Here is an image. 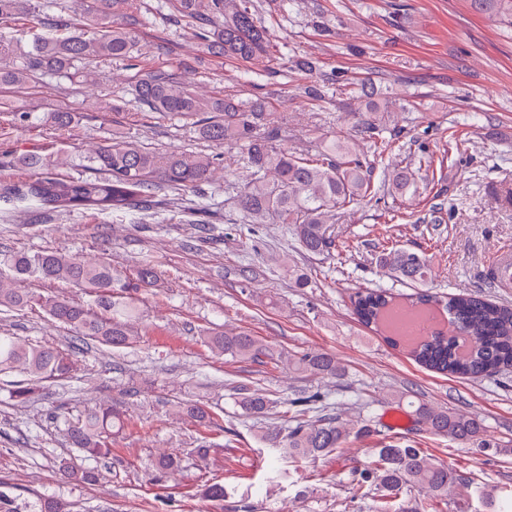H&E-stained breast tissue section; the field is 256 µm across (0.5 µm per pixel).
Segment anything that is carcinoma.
I'll list each match as a JSON object with an SVG mask.
<instances>
[{"label": "carcinoma", "mask_w": 512, "mask_h": 512, "mask_svg": "<svg viewBox=\"0 0 512 512\" xmlns=\"http://www.w3.org/2000/svg\"><path fill=\"white\" fill-rule=\"evenodd\" d=\"M177 11L191 25L194 36L210 53L247 61L267 53L268 30L257 18L254 0H175ZM472 7L489 16L512 19V0H471ZM35 13L32 0H0V20H14ZM87 22L62 23V35L36 34L21 61L0 64V90L28 89L39 77L80 75L90 81V65L100 59L130 60L135 30L145 19L133 11L116 16L110 0H90ZM131 91L140 108L165 117L183 120L194 127L199 138L216 145H235L251 169L250 178L234 196L235 205L246 224H290L300 247L307 253L323 255L335 246L330 224L336 210L372 192V185L361 155L347 141L326 144L317 159L299 157L277 144L280 129H265L274 109L266 96L247 100L231 97L206 99L192 94L186 79L172 68L138 71ZM364 100L363 118L356 125L362 144L384 153L390 144L378 141L381 114L396 110V103L382 97L370 81L355 89ZM78 113H49L50 121L65 130L75 124ZM57 165L86 170L77 176L61 177L52 171ZM6 167L27 172L26 180L0 189V204L29 213L81 210L99 214L146 212L163 204L183 206L188 194L210 182L218 168V158L205 153L174 150L159 154L133 137L106 140L94 150L75 156L29 152L13 154ZM383 185L393 195L416 193L415 178L407 166L393 165L384 175ZM171 189L183 201L165 202L160 193ZM185 207V206H183ZM185 210L204 211L200 204ZM379 266L393 277L411 284L426 282L431 268L425 257L401 247L379 255ZM0 266L10 272L9 283L0 284V308H37L52 321L66 327L74 339L70 351L52 345H35L12 333H0V374L18 371L26 381L14 385L10 397L25 404L46 381L63 378L75 368V350L85 340L111 348H124L138 336L140 313L138 295L150 287L157 270L149 262L133 275L112 268L100 259L94 263L54 251L5 252ZM62 282L93 298L94 305L78 303L56 294H42L16 284L30 278ZM396 297L382 290L359 292L354 312L362 323L386 335L393 345L403 344L409 354L427 369L459 377H492L512 368V308L497 305L471 294L437 296L418 294L412 305L437 306L448 317V331L433 330L411 343L387 331L380 322L383 309ZM202 342L218 355L257 361L272 356L270 345L248 334H226L211 328L200 332ZM288 366L317 379H339L346 369L336 355L322 350L299 356H282ZM234 404L243 414L261 418L272 400L246 386L232 391ZM321 401V393L291 400L297 408L296 425L287 434L274 427L263 431V438L280 456L315 462L337 452L350 438L361 439L381 431L367 424L357 426L325 414L311 421L303 418L306 406ZM178 411L204 427L218 423L224 409L198 403L180 402ZM418 430L478 448H498L487 438L477 415L424 403L415 407ZM64 419L73 447L85 460L105 459L112 454V434L122 430L125 420L114 405L103 402L88 406L80 418ZM371 460L353 471L358 498L367 512H427L402 497L403 490L417 486L429 502L446 501L457 486L470 487L473 481L459 471L441 464L408 442L380 440L370 449ZM154 472H174L179 461L168 453L158 454L150 464ZM59 474L66 482H97L99 471L65 461ZM474 512H512V487L493 492L477 486ZM0 512H77L74 503L56 497L39 496L18 501L0 490Z\"/></svg>", "instance_id": "obj_1"}]
</instances>
